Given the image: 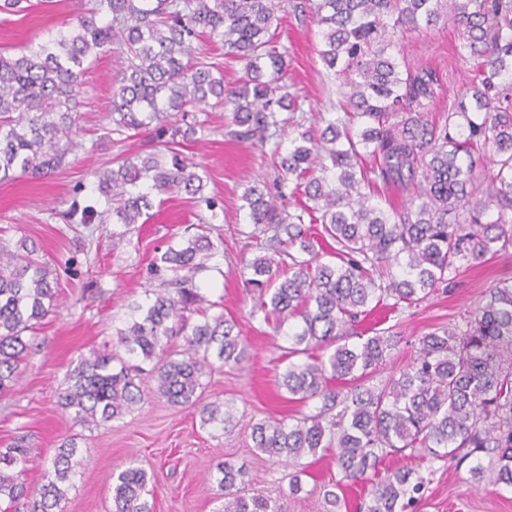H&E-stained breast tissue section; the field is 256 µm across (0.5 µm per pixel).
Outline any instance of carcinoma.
<instances>
[{
  "label": "carcinoma",
  "mask_w": 512,
  "mask_h": 512,
  "mask_svg": "<svg viewBox=\"0 0 512 512\" xmlns=\"http://www.w3.org/2000/svg\"><path fill=\"white\" fill-rule=\"evenodd\" d=\"M45 42L17 56L0 52V172L34 178L61 167L72 145L76 100L86 65L117 46L126 54L112 95L115 134H139L151 125L210 103L232 113L231 136L261 148L291 124L284 112L301 111L297 97L278 84L288 63L271 29L285 0H89ZM323 28L320 57L339 82L342 117L298 134L288 153L273 144L282 178L276 198L258 186L243 200L250 223L267 236V253L244 265L258 295L263 321L300 324L288 334L280 385L291 399L319 401L316 412L292 422H259L257 451L298 462L336 449L342 479L327 491L337 508L343 481L372 482L361 512H414L430 482L416 469L378 477L385 458L410 450L430 463L470 462L474 480L512 488V282L489 290L485 302L419 339L415 358L373 383L397 335L356 331L369 306L411 308L441 283L489 254L512 248V0H318ZM458 30L461 56L477 62L472 82L457 93L443 120L429 118L440 80L426 67L410 69L392 49L399 31L448 24ZM206 37L244 62L240 85L224 87L210 63L194 60V41ZM149 155L125 159L99 179L100 192L117 202L112 223L136 224L152 208L151 189L191 198L203 190L194 167ZM412 191L407 205L384 208L377 183ZM306 203L290 211L294 198ZM98 212L72 203L70 221L90 224ZM321 225L333 242L334 264L317 260L318 240L304 223ZM298 248V253L290 252ZM216 249L206 234L168 248L155 272L198 271ZM290 263H285V260ZM57 279L33 260L15 261L0 248V393L19 378L34 337L56 300ZM141 316L119 332L125 352L153 363L156 392L173 405L194 404L201 378L212 367L236 365L243 353L236 322L219 314L193 325L186 313L206 302L188 279L148 290ZM184 348L168 351L174 336ZM356 337L359 342L349 343ZM143 369L117 354L92 350L68 373L60 406L83 424L110 421L144 399ZM235 416L215 402L201 420L223 428ZM73 440L51 461L53 478L28 487L14 469L31 462L21 441L0 448V502L10 510L61 512L76 460ZM245 472L230 462L216 481L224 503L216 512H281L277 501L240 495ZM145 469L112 472V512H154Z\"/></svg>",
  "instance_id": "obj_1"
}]
</instances>
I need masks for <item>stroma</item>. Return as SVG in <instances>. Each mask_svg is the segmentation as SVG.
I'll return each mask as SVG.
<instances>
[{
    "mask_svg": "<svg viewBox=\"0 0 512 512\" xmlns=\"http://www.w3.org/2000/svg\"><path fill=\"white\" fill-rule=\"evenodd\" d=\"M81 0H30L27 10L0 14V51L19 54L56 35L76 16ZM276 40L288 55L280 82L297 96L303 126L317 114L330 113L340 95L319 56L323 47L313 17H295L291 8L278 14ZM453 26L405 33L398 48L410 66L433 68L442 85L436 112L473 76V65L457 52ZM125 66L119 51L101 55L87 68L76 108L77 128L64 163L43 178L21 174L0 180V245L15 255L30 256L52 269L58 296L52 312L35 331L37 347L24 362L18 381L0 395V448L24 439L31 461L23 482L46 480L45 468L63 439H74L81 461L71 479L62 512H112L114 468L135 464L154 476V512H215L219 489L213 479L218 463L244 467L246 496L278 498L282 512H336L324 497L340 479L334 449L303 458L294 468L269 461L251 442L252 424L314 413L313 404L289 400L277 385L288 346L287 329H275L252 313L257 301L242 266L259 256L249 245L253 231L242 196L255 181L274 189L280 173L260 147L229 134L231 113L201 106L187 121L197 132L177 147L195 164L206 186L203 200L189 202L177 192L152 193L153 207L142 224H115L107 198L98 189V173L127 157L165 150L156 129L125 138L112 132L109 115L116 79ZM301 125V126H302ZM102 212V221L77 224L65 220L72 201ZM207 229L218 248L203 271L192 274L193 286L211 301L210 315L233 318L244 341L238 365L202 377V403H228L237 424L222 429L203 424L199 405L173 406L157 397L152 380H144L145 399L131 413L100 425L76 422L62 410L58 397L66 375L79 356L92 350L123 354L118 333L145 303L147 289L163 278L151 264L168 247L178 246L199 229ZM512 278V248L482 261L445 283L413 308L371 312L363 329L394 327L401 342L386 368H404L428 332L454 322L475 308L498 282ZM299 475L302 490L290 494L289 479ZM421 512H512V489L471 479L467 467L440 462L425 490Z\"/></svg>",
    "mask_w": 512,
    "mask_h": 512,
    "instance_id": "35a3bbf8",
    "label": "stroma"
}]
</instances>
